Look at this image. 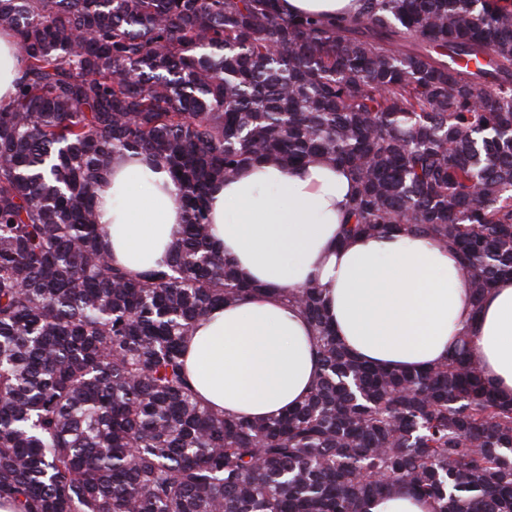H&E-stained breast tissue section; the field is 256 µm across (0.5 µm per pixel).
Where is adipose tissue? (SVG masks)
<instances>
[{"label":"adipose tissue","mask_w":512,"mask_h":512,"mask_svg":"<svg viewBox=\"0 0 512 512\" xmlns=\"http://www.w3.org/2000/svg\"><path fill=\"white\" fill-rule=\"evenodd\" d=\"M24 72L12 31L0 29V108ZM162 162L116 157L98 190V220L112 258L154 267L181 237L185 215ZM354 184L347 169L318 159L290 170L260 161L213 189L212 240L255 289L213 309L185 343V368L210 406L274 418L301 402L320 372L314 329L282 296L318 282L325 314L357 358L422 369L444 360L458 337L498 394L512 398V277L498 280L472 313L470 279L452 246L419 234L345 238Z\"/></svg>","instance_id":"ef3b65f1"}]
</instances>
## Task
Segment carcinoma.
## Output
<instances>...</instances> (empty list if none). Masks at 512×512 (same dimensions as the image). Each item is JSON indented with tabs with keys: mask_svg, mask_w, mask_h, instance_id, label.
<instances>
[{
	"mask_svg": "<svg viewBox=\"0 0 512 512\" xmlns=\"http://www.w3.org/2000/svg\"><path fill=\"white\" fill-rule=\"evenodd\" d=\"M26 62L0 110V500L16 512H512V402L466 351L423 371L357 360L324 289L283 291L321 367L293 410L205 404L183 342L254 292L211 241L215 185L321 157L355 183L345 237L451 245L478 312L512 276V0H0ZM163 161L186 215L157 267L112 260V158ZM283 6L292 14L341 17L355 14L360 8V0H286ZM366 512H434L435 505L429 500H415L403 490L398 495L372 498L365 504Z\"/></svg>",
	"mask_w": 512,
	"mask_h": 512,
	"instance_id": "cac0c4a2",
	"label": "carcinoma"
}]
</instances>
